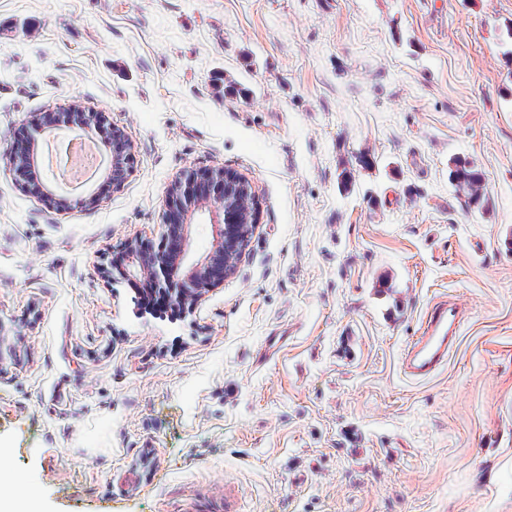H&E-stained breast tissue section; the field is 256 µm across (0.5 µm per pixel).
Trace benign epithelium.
<instances>
[{
    "mask_svg": "<svg viewBox=\"0 0 512 512\" xmlns=\"http://www.w3.org/2000/svg\"><path fill=\"white\" fill-rule=\"evenodd\" d=\"M80 130L99 139L111 152L108 178L118 189L124 183L133 157V144L125 131L108 121L104 112H87L73 105L63 112H45L24 135L21 146L9 152L4 169L22 182L27 191L48 198L46 182L31 177V152L47 136ZM163 217L164 244L158 250L129 246L130 265L112 266V283L140 275L152 280L168 305L191 311L203 289L232 275L256 227L257 202L248 181L223 168L189 170L176 177L167 190ZM211 215L216 242L202 262L187 255L188 228L198 212Z\"/></svg>",
    "mask_w": 512,
    "mask_h": 512,
    "instance_id": "obj_1",
    "label": "benign epithelium"
}]
</instances>
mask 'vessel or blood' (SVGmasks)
I'll return each mask as SVG.
<instances>
[{"label":"vessel or blood","instance_id":"vessel-or-blood-1","mask_svg":"<svg viewBox=\"0 0 512 512\" xmlns=\"http://www.w3.org/2000/svg\"><path fill=\"white\" fill-rule=\"evenodd\" d=\"M461 321L462 311L456 304L439 300L427 308L419 336L404 353L403 368L409 378L428 379L446 365Z\"/></svg>","mask_w":512,"mask_h":512}]
</instances>
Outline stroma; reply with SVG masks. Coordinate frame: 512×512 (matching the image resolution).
<instances>
[{"instance_id":"stroma-1","label":"stroma","mask_w":512,"mask_h":512,"mask_svg":"<svg viewBox=\"0 0 512 512\" xmlns=\"http://www.w3.org/2000/svg\"><path fill=\"white\" fill-rule=\"evenodd\" d=\"M74 102L130 137L121 188L0 173V449L42 512H512V0H0V155ZM216 166L257 229L153 313L100 267ZM450 164V180L465 197L466 206L474 210L482 208L485 200L483 175L465 159L455 158ZM461 321V309L447 300L435 301L427 308L420 335L404 353L403 368L409 378L428 379L446 365L448 353L457 342Z\"/></svg>"}]
</instances>
